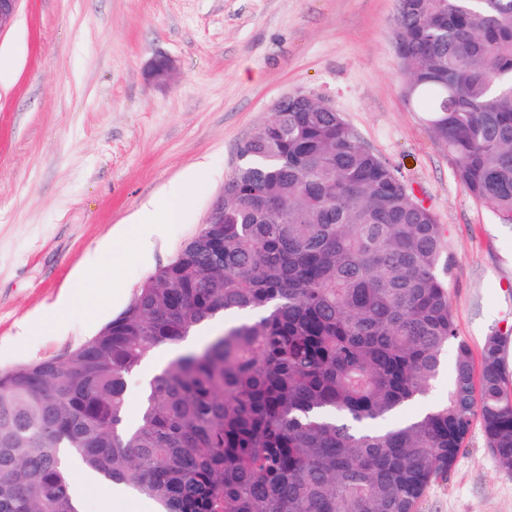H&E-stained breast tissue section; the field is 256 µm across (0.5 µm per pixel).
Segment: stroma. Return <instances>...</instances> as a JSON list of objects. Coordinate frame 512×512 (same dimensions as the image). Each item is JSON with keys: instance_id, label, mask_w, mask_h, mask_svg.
<instances>
[{"instance_id": "obj_1", "label": "stroma", "mask_w": 512, "mask_h": 512, "mask_svg": "<svg viewBox=\"0 0 512 512\" xmlns=\"http://www.w3.org/2000/svg\"><path fill=\"white\" fill-rule=\"evenodd\" d=\"M397 0H22L1 50L0 369L64 354L118 316L203 227L244 141L284 95L334 107L442 224L457 333L473 357L507 338L512 224L475 201L405 95ZM174 60L165 85L148 61ZM196 168L148 260L99 252L123 219ZM417 512H512V470L473 424Z\"/></svg>"}]
</instances>
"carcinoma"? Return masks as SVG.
I'll return each mask as SVG.
<instances>
[{
    "mask_svg": "<svg viewBox=\"0 0 512 512\" xmlns=\"http://www.w3.org/2000/svg\"><path fill=\"white\" fill-rule=\"evenodd\" d=\"M406 94L468 194L512 223V0H398ZM205 224L75 349L0 369V512H78L68 460L161 512H416L481 424L512 469L505 339H459L442 225L334 109L298 94ZM159 366L126 424L128 378ZM455 345L448 395L427 393ZM454 355V348L451 347L448 349V357L446 359V365L443 373L440 378L435 383V386L431 390V392L422 398H419L413 406L405 409L403 416L410 417L415 413L423 412L427 410L430 406L435 404L436 402L442 400L446 397L448 393V383H449V373L450 367L452 365Z\"/></svg>",
    "mask_w": 512,
    "mask_h": 512,
    "instance_id": "carcinoma-1",
    "label": "carcinoma"
}]
</instances>
